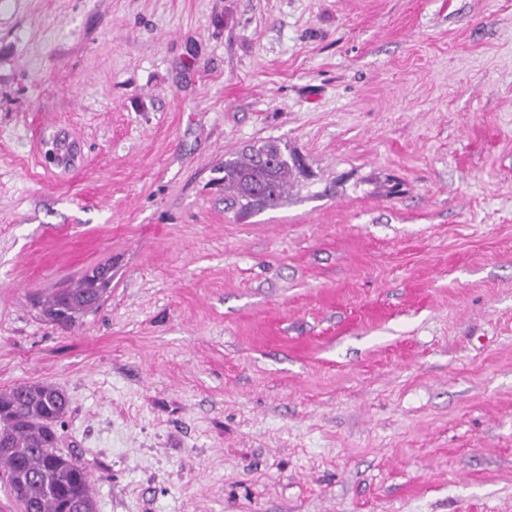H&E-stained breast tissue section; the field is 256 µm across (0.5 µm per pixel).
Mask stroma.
Returning <instances> with one entry per match:
<instances>
[{
    "label": "stroma",
    "instance_id": "1",
    "mask_svg": "<svg viewBox=\"0 0 512 512\" xmlns=\"http://www.w3.org/2000/svg\"><path fill=\"white\" fill-rule=\"evenodd\" d=\"M269 141L311 180L228 207ZM32 381L98 512H512V0H0ZM109 275L110 271L108 269L101 268L95 269L88 277L97 288L104 290L108 288ZM88 277H84L76 288H66L57 292L45 306L44 315L58 325L71 326L77 314H68V306H95L103 295L107 293L108 289L101 294H97L89 284Z\"/></svg>",
    "mask_w": 512,
    "mask_h": 512
}]
</instances>
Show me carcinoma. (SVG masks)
Masks as SVG:
<instances>
[{
    "mask_svg": "<svg viewBox=\"0 0 512 512\" xmlns=\"http://www.w3.org/2000/svg\"><path fill=\"white\" fill-rule=\"evenodd\" d=\"M307 176L299 158L286 148L269 143L240 158L224 160V191L230 206L246 210L263 195L268 208L279 206L290 179ZM102 298L83 278L75 288L57 292L44 315L58 325L70 326L73 305L94 306ZM69 402L57 386L26 382L0 391V466L23 512H97L91 481L79 458L57 448V426Z\"/></svg>",
    "mask_w": 512,
    "mask_h": 512,
    "instance_id": "carcinoma-1",
    "label": "carcinoma"
}]
</instances>
